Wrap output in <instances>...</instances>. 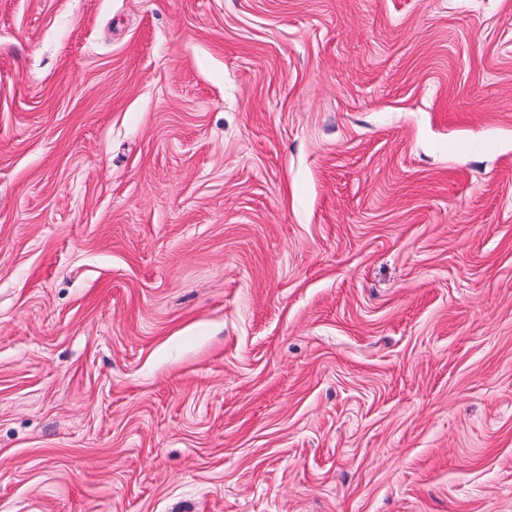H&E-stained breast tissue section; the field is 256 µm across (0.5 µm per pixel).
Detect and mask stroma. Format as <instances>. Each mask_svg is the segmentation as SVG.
<instances>
[{
	"label": "stroma",
	"instance_id": "stroma-1",
	"mask_svg": "<svg viewBox=\"0 0 512 512\" xmlns=\"http://www.w3.org/2000/svg\"><path fill=\"white\" fill-rule=\"evenodd\" d=\"M0 512H512V0H0Z\"/></svg>",
	"mask_w": 512,
	"mask_h": 512
}]
</instances>
